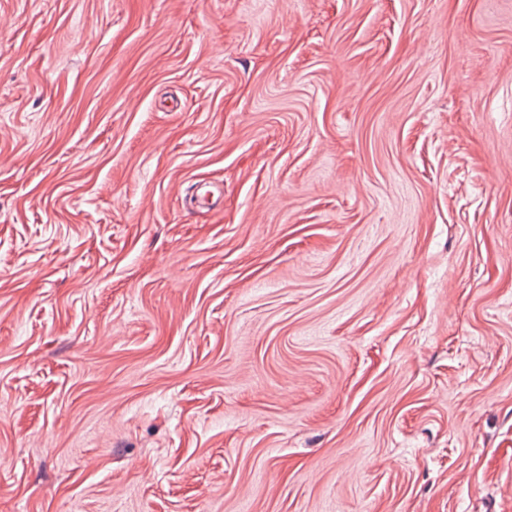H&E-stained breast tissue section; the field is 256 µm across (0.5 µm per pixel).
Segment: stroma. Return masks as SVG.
Wrapping results in <instances>:
<instances>
[{
	"instance_id": "35a3bbf8",
	"label": "stroma",
	"mask_w": 512,
	"mask_h": 512,
	"mask_svg": "<svg viewBox=\"0 0 512 512\" xmlns=\"http://www.w3.org/2000/svg\"><path fill=\"white\" fill-rule=\"evenodd\" d=\"M0 512H512V0H0Z\"/></svg>"
}]
</instances>
